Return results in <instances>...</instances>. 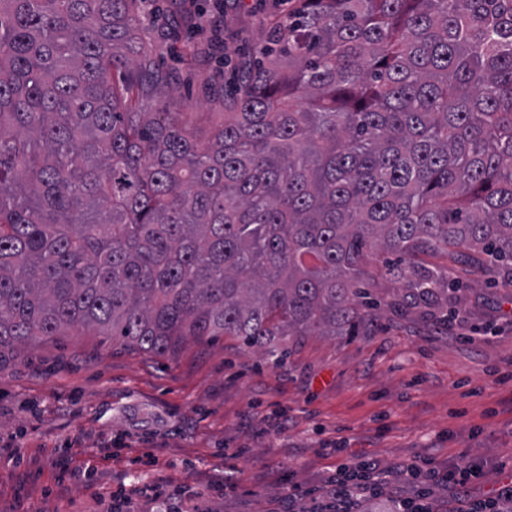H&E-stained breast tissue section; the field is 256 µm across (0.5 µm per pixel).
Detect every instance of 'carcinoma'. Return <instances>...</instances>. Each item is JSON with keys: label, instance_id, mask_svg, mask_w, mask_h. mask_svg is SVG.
<instances>
[{"label": "carcinoma", "instance_id": "obj_1", "mask_svg": "<svg viewBox=\"0 0 512 512\" xmlns=\"http://www.w3.org/2000/svg\"><path fill=\"white\" fill-rule=\"evenodd\" d=\"M144 0H0V351L88 329L157 356L512 285V0H296L206 132L163 102Z\"/></svg>", "mask_w": 512, "mask_h": 512}]
</instances>
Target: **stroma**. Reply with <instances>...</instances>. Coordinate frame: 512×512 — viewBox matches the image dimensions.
I'll return each instance as SVG.
<instances>
[{"label": "stroma", "instance_id": "1", "mask_svg": "<svg viewBox=\"0 0 512 512\" xmlns=\"http://www.w3.org/2000/svg\"><path fill=\"white\" fill-rule=\"evenodd\" d=\"M273 7L243 0L219 16L220 42L195 61L202 35L172 8L141 31L171 79L172 112L207 128L217 89L265 38ZM376 272L366 287L377 325L350 336L291 337L275 364L228 336L187 340L175 357L112 344L90 331L0 354V512H334L337 470L378 463L384 491L360 492L371 512L395 499L470 512L512 486V288L482 285L464 266L463 324L401 305V284ZM483 478L458 492L408 480L401 464L446 470L461 459ZM86 468V481L63 479Z\"/></svg>", "mask_w": 512, "mask_h": 512}]
</instances>
